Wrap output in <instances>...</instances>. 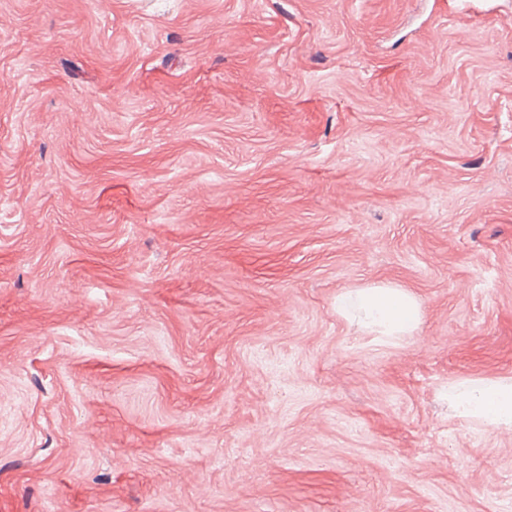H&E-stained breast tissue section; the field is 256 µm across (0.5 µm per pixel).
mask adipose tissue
<instances>
[{
	"label": "adipose tissue",
	"instance_id": "ef3b65f1",
	"mask_svg": "<svg viewBox=\"0 0 512 512\" xmlns=\"http://www.w3.org/2000/svg\"><path fill=\"white\" fill-rule=\"evenodd\" d=\"M336 310L387 338L414 330L421 320L415 298L389 286L344 292L336 301ZM448 400L457 418L495 429H512V377L456 380L450 386Z\"/></svg>",
	"mask_w": 512,
	"mask_h": 512
}]
</instances>
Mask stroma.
<instances>
[{
  "label": "stroma",
  "instance_id": "1",
  "mask_svg": "<svg viewBox=\"0 0 512 512\" xmlns=\"http://www.w3.org/2000/svg\"><path fill=\"white\" fill-rule=\"evenodd\" d=\"M452 3L0 0V512H512L448 402L512 376V0ZM336 310L346 318L359 319L386 338L414 330L421 320L420 306L415 298L401 288L389 286L345 291L336 301Z\"/></svg>",
  "mask_w": 512,
  "mask_h": 512
}]
</instances>
